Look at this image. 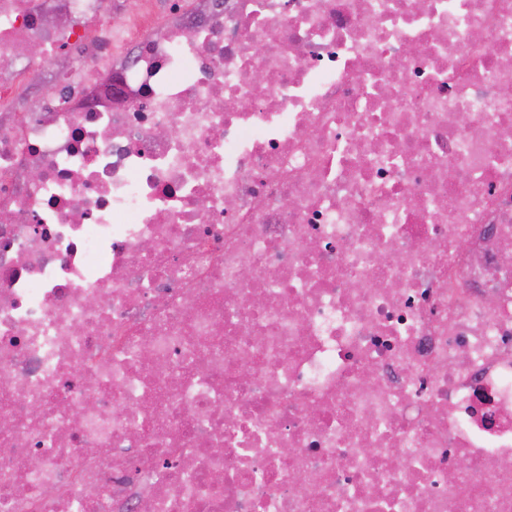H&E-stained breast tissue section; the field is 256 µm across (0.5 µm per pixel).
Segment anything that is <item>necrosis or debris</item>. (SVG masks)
Returning <instances> with one entry per match:
<instances>
[{"instance_id":"obj_1","label":"necrosis or debris","mask_w":512,"mask_h":512,"mask_svg":"<svg viewBox=\"0 0 512 512\" xmlns=\"http://www.w3.org/2000/svg\"><path fill=\"white\" fill-rule=\"evenodd\" d=\"M151 13L0 0V512H512V0ZM31 54L34 56L39 54L38 46L32 47ZM34 56H32L33 60L40 65L39 77L32 89V98H37L54 90V73L58 69L67 67L69 60L62 56L50 62H43L41 57Z\"/></svg>"}]
</instances>
